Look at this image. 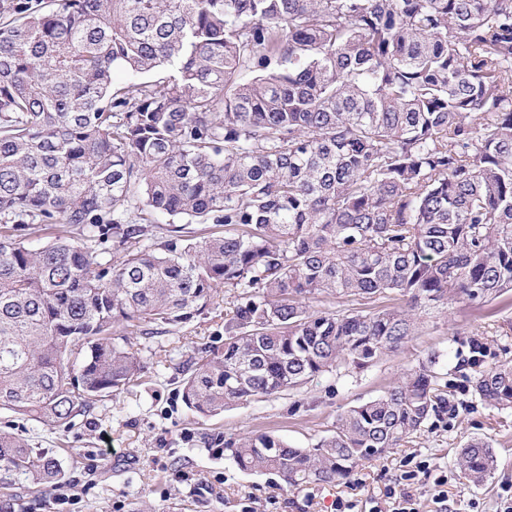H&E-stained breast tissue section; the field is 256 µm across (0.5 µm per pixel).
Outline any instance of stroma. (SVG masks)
Here are the masks:
<instances>
[{
	"mask_svg": "<svg viewBox=\"0 0 512 512\" xmlns=\"http://www.w3.org/2000/svg\"><path fill=\"white\" fill-rule=\"evenodd\" d=\"M231 297L220 294L200 314L173 331L125 334L144 365V381L117 397L95 401L68 430H49L0 409V421L25 427L34 446L48 448L66 473L62 489L6 490L10 512H330L336 497L381 499L400 482L401 463L429 459L408 490L418 512H434L437 471L448 474V512H498L512 487V410L486 405L471 391L472 369L458 357L471 340L489 348L487 364L512 362V294L483 305H441L420 316L418 332L396 352L364 370L326 372L300 393L260 397L212 418H200L182 401L185 370L198 350H222L224 314ZM442 361L441 383L460 399L447 426L423 427L403 446L361 463L346 479L289 488L274 473H246L217 439L268 432L309 448L330 434L340 413L377 396L430 354ZM473 437L488 440L496 456L490 477L475 486L457 465L460 448Z\"/></svg>",
	"mask_w": 512,
	"mask_h": 512,
	"instance_id": "obj_1",
	"label": "stroma"
}]
</instances>
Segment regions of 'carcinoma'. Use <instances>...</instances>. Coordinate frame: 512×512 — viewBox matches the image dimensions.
<instances>
[{"label":"carcinoma","instance_id":"1","mask_svg":"<svg viewBox=\"0 0 512 512\" xmlns=\"http://www.w3.org/2000/svg\"><path fill=\"white\" fill-rule=\"evenodd\" d=\"M33 224L53 240L30 248ZM220 290L224 351L182 389L200 417L366 369L432 305L511 294L512 0H0V408L71 427L141 379L118 330L167 333ZM316 294L406 305L311 314ZM469 350L474 392L512 409V364ZM439 366L311 448L264 432L231 459L289 487L346 478L448 424ZM459 465L484 482L490 443ZM64 477L0 430L1 484Z\"/></svg>","mask_w":512,"mask_h":512}]
</instances>
